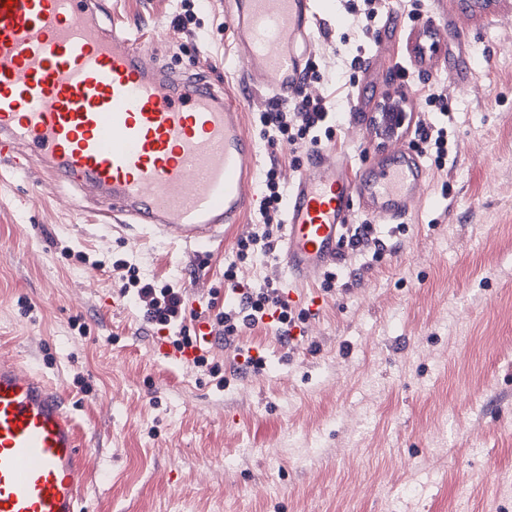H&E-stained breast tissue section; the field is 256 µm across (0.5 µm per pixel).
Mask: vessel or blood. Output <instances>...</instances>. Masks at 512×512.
I'll use <instances>...</instances> for the list:
<instances>
[{"instance_id":"vessel-or-blood-1","label":"vessel or blood","mask_w":512,"mask_h":512,"mask_svg":"<svg viewBox=\"0 0 512 512\" xmlns=\"http://www.w3.org/2000/svg\"><path fill=\"white\" fill-rule=\"evenodd\" d=\"M245 83L286 100L305 84L320 17L313 0H226ZM106 0H0V160L42 157L57 182L92 193L99 214L134 238L199 248L223 240L258 195V146L239 102L193 73L148 62L142 28H108ZM466 43L464 21H429L412 53ZM380 133L394 147L357 164L306 152L285 198L283 286L335 264L363 210L400 224L424 195L427 168L399 144L404 104L388 98ZM87 467L64 398L41 375L0 360V512H84Z\"/></svg>"}]
</instances>
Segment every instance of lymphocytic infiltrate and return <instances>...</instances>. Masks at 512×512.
I'll return each instance as SVG.
<instances>
[{
  "label": "lymphocytic infiltrate",
  "instance_id": "lymphocytic-infiltrate-1",
  "mask_svg": "<svg viewBox=\"0 0 512 512\" xmlns=\"http://www.w3.org/2000/svg\"><path fill=\"white\" fill-rule=\"evenodd\" d=\"M424 101L427 107L439 110L436 119L417 118L415 135L434 155L436 169H444L455 147L448 139V127L442 120L448 112V96L443 86L430 88ZM335 117L330 101L315 95H296L291 110L276 104L259 112L257 119L263 128L268 144L288 140L301 146L320 143V129ZM284 188L279 177L278 162H271L262 181V201L251 230L236 242V258L224 267V283L236 294V301L228 307L218 306L209 300L202 310L189 308L184 288L141 278L139 270L127 261L119 260L112 265V278L119 285L122 295L132 296L143 319L148 323L170 331V343L176 349L197 344L191 336L192 322L208 320L212 331L225 340H233L245 329L262 324L265 316L272 315L281 337H288L296 322L306 321L308 310H295L287 301L279 281L263 278L261 283L245 281L240 266L256 255L274 258L278 245V233L282 226L281 206Z\"/></svg>",
  "mask_w": 512,
  "mask_h": 512
}]
</instances>
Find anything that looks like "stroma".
I'll return each instance as SVG.
<instances>
[{
	"label": "stroma",
	"mask_w": 512,
	"mask_h": 512,
	"mask_svg": "<svg viewBox=\"0 0 512 512\" xmlns=\"http://www.w3.org/2000/svg\"><path fill=\"white\" fill-rule=\"evenodd\" d=\"M307 92L341 111L327 155L381 154L368 120L355 119L398 86L389 69L406 35L431 15L397 12L362 34L345 0H318ZM112 24L154 35L148 56L237 95L259 147L283 181L304 151L268 145L254 122L269 104L247 94L224 0H204L176 28L180 0H111ZM472 77L435 74L448 93L458 153L430 170L423 200L381 259L346 253L339 284H304L322 304L303 336L281 344L263 324L208 346L224 385L190 363L167 361L163 335L120 296L109 264L136 263L184 287L199 307L224 292L237 233L205 250L132 240L74 210L69 188L38 165L0 161V360L39 373L67 399L88 450L85 512H512V0H489L466 20ZM365 47L351 69L339 44ZM449 195H442V182ZM262 355L245 370L237 350Z\"/></svg>",
	"instance_id": "1"
}]
</instances>
